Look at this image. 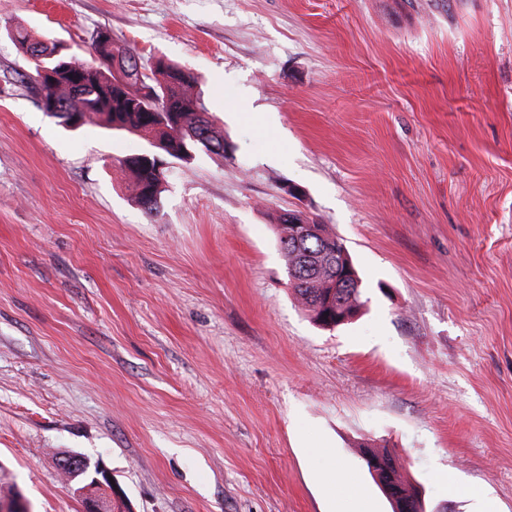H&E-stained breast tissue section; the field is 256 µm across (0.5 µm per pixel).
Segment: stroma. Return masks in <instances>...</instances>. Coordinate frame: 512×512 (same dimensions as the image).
Instances as JSON below:
<instances>
[{"mask_svg": "<svg viewBox=\"0 0 512 512\" xmlns=\"http://www.w3.org/2000/svg\"><path fill=\"white\" fill-rule=\"evenodd\" d=\"M164 58L227 140L156 212L143 136L38 106L8 25ZM302 194L284 192L286 184ZM344 239L368 295L314 325L274 229ZM448 512H512V0H0V493L84 512H391L364 446ZM119 165L121 171L128 173L132 178L138 204L149 213L157 210L166 180L153 178L133 156L120 160ZM96 467L97 474L92 481L69 484L70 490L83 500L86 512H112V503L118 499L114 483L109 480L112 473L102 462L97 463Z\"/></svg>", "mask_w": 512, "mask_h": 512, "instance_id": "1", "label": "stroma"}]
</instances>
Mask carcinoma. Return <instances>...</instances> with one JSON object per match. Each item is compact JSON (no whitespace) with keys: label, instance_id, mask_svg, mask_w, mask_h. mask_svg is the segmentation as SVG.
<instances>
[{"label":"carcinoma","instance_id":"cac0c4a2","mask_svg":"<svg viewBox=\"0 0 512 512\" xmlns=\"http://www.w3.org/2000/svg\"><path fill=\"white\" fill-rule=\"evenodd\" d=\"M17 46L35 61V68L46 66L54 77L33 84L38 101H50L55 107L51 116L59 120L72 112H80L85 121L95 119L114 130L142 132L151 135L150 146L154 151L178 148L188 133L199 130V118L194 112L182 113L183 126L175 128L149 118L145 113L131 107L138 97L141 86L138 69L139 58L125 44L119 46L122 58L132 73L118 79L112 65L96 62L91 58L78 59L55 42L34 38L24 29L14 33ZM146 81L156 87L160 105L185 107L200 100L195 92V77L174 64L158 63ZM207 138L217 145L213 154L225 155L224 134L217 130L214 121L206 122ZM122 172L131 176L135 198L140 206L151 213L157 210L164 182L152 177L132 156L119 161ZM286 223L284 215L276 217L274 224L281 249L286 258L288 271L297 273V282L290 285L296 299L308 312L315 324H320L321 301L330 292L327 285L336 281V253L346 248L343 239L332 230H327L329 241L319 238L299 243L281 236L280 225ZM363 284L350 282L335 288L334 299L339 307L359 309L365 305Z\"/></svg>","mask_w":512,"mask_h":512}]
</instances>
